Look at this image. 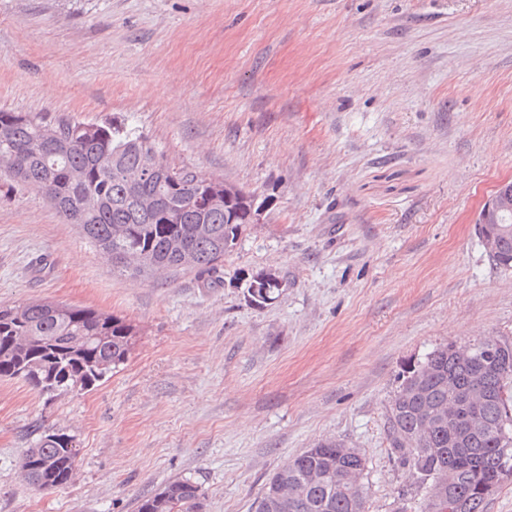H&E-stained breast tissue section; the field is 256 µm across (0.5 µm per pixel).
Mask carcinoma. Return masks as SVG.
<instances>
[{"instance_id":"obj_1","label":"carcinoma","mask_w":512,"mask_h":512,"mask_svg":"<svg viewBox=\"0 0 512 512\" xmlns=\"http://www.w3.org/2000/svg\"><path fill=\"white\" fill-rule=\"evenodd\" d=\"M61 129L51 141L42 129ZM0 156L10 163L9 181L41 192L69 224L116 269L134 273L170 268H211L226 254L250 223L251 196L241 192L220 209L202 201L214 185L206 174L172 166L155 141L118 117L84 125L47 112L0 109ZM146 168L135 187L122 178L126 169ZM78 172L82 178L76 179ZM99 196V208L87 211L83 198ZM501 251L493 257L500 269L512 265V222L501 225ZM66 320L49 301L0 307V379H21L42 394L84 390L124 364L138 336L123 317L91 307H72ZM88 336L85 352L74 356L68 342ZM464 361L451 344L427 354L407 369L404 381L417 385L411 398L391 402L388 424L391 454L417 478L435 487L442 468L452 464L456 481L451 497L465 512H484L489 495L500 488L501 470L512 462V375L500 364L512 361V344L495 338L470 348ZM487 388L482 404L466 402L472 382ZM456 408L455 419L425 425L423 408ZM80 449L69 435H42L21 458L24 478L39 490L66 486L73 478ZM365 463L354 448L326 439L294 456L266 481L254 512L272 507L280 489L300 488L287 512H367L361 484ZM169 496L165 509L159 494ZM161 493L142 500L139 512H202V493L189 479L167 484Z\"/></svg>"}]
</instances>
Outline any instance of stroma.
<instances>
[{
  "label": "stroma",
  "mask_w": 512,
  "mask_h": 512,
  "mask_svg": "<svg viewBox=\"0 0 512 512\" xmlns=\"http://www.w3.org/2000/svg\"><path fill=\"white\" fill-rule=\"evenodd\" d=\"M122 115L171 164L268 204L223 261L113 269L34 191H0V306H91L139 329L124 365L48 397L0 380V512H137L188 478L251 512L324 439L368 512H427L387 409L439 346L512 343V270L474 220L512 181V0H0V109ZM282 282L265 307L248 280ZM72 481L21 476L42 434ZM52 438L48 434L41 435L25 449L21 458L24 478L39 490L66 486L73 478L80 454L71 436L63 434L55 440Z\"/></svg>",
  "instance_id": "35a3bbf8"
}]
</instances>
